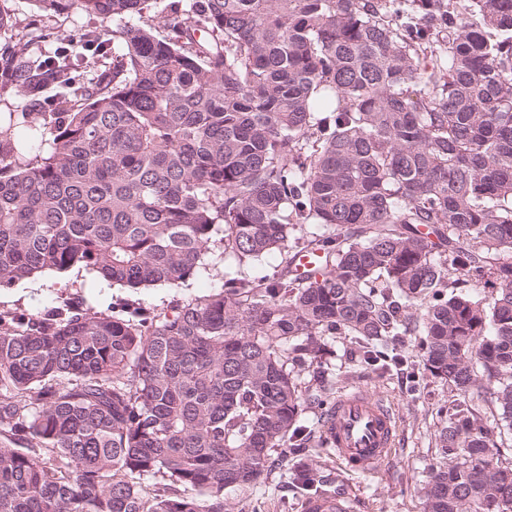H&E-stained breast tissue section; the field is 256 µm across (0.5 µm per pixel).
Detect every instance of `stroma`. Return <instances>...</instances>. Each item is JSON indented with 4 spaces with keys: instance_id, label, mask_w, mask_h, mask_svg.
I'll return each instance as SVG.
<instances>
[{
    "instance_id": "stroma-1",
    "label": "stroma",
    "mask_w": 512,
    "mask_h": 512,
    "mask_svg": "<svg viewBox=\"0 0 512 512\" xmlns=\"http://www.w3.org/2000/svg\"><path fill=\"white\" fill-rule=\"evenodd\" d=\"M0 7L13 20L12 27L0 30V58L18 51V39L22 36L35 45L51 28L77 34L102 24L99 17L77 10L45 16L33 0H0ZM279 264V257L270 256L240 267L218 246L207 257L205 267L184 284H158L138 290L110 284L88 270L74 268L61 274L47 273L13 288H1L0 314L35 316L55 306L74 304L108 315L132 302L142 303L159 314L167 312L174 301H191L221 287L226 272L237 270L249 277L269 276ZM417 342V337H404L407 364L383 374L362 372L347 354L345 341L340 339L334 344L335 352L328 366L337 375V389L363 385L391 404L399 420L398 446L374 476L347 472L336 464L319 437L311 439L309 457L324 476V489L351 494L354 512H421L419 490L438 461V410L460 399L461 394L427 377L417 355ZM294 463L293 455L282 452L274 456L266 478L254 488L226 491L229 512H302L303 502L311 491L289 486L288 470Z\"/></svg>"
}]
</instances>
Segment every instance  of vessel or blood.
<instances>
[{"label": "vessel or blood", "instance_id": "obj_1", "mask_svg": "<svg viewBox=\"0 0 512 512\" xmlns=\"http://www.w3.org/2000/svg\"><path fill=\"white\" fill-rule=\"evenodd\" d=\"M326 445L347 471L372 474L391 457L397 444L398 421L385 402L362 387L338 394L325 426ZM354 502L339 494L304 501V512H352Z\"/></svg>", "mask_w": 512, "mask_h": 512}]
</instances>
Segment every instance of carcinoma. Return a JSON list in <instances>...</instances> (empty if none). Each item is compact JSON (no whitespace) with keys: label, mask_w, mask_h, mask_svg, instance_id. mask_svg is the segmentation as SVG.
<instances>
[{"label":"carcinoma","mask_w":512,"mask_h":512,"mask_svg":"<svg viewBox=\"0 0 512 512\" xmlns=\"http://www.w3.org/2000/svg\"><path fill=\"white\" fill-rule=\"evenodd\" d=\"M34 2L118 24L86 77L57 32L7 68L56 113L0 127V288L175 285L218 243L285 268L152 316L0 314V512H226L328 414L331 339L372 366L413 327L464 395L422 512H512V0H171L163 35L155 0ZM470 277L492 303L448 292Z\"/></svg>","instance_id":"1"}]
</instances>
